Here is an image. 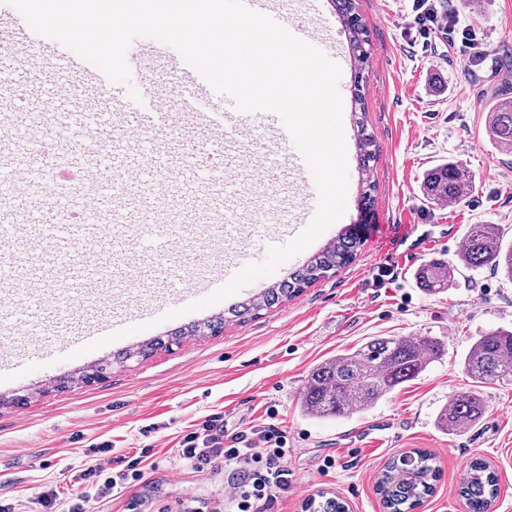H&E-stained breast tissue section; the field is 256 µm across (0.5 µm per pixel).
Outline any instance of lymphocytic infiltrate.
<instances>
[{"mask_svg":"<svg viewBox=\"0 0 512 512\" xmlns=\"http://www.w3.org/2000/svg\"><path fill=\"white\" fill-rule=\"evenodd\" d=\"M287 437L275 425L259 430L256 437L237 433L226 436L223 426L205 420L197 431L183 439L180 457L200 469L213 461L223 460L225 467L237 472L238 478L224 492V501L233 512H268L273 504L287 497L295 485V475L288 467ZM138 460L125 469L109 473L107 461H100L75 474L74 483L94 486V493H82L68 512H87L93 494H106L130 481L139 480Z\"/></svg>","mask_w":512,"mask_h":512,"instance_id":"1","label":"lymphocytic infiltrate"}]
</instances>
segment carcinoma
Here are the masks:
<instances>
[{
	"label": "carcinoma",
	"instance_id": "cac0c4a2",
	"mask_svg": "<svg viewBox=\"0 0 512 512\" xmlns=\"http://www.w3.org/2000/svg\"><path fill=\"white\" fill-rule=\"evenodd\" d=\"M336 9L343 18L348 33L349 49L355 69L354 103L364 106L362 76L368 63L366 30L356 13V0H336ZM365 113L355 116L358 128L359 169L370 171L375 161L372 140L365 135ZM488 135L496 148L512 152V103L499 102L489 115ZM429 199L460 202L472 188L469 172L454 161L429 169L423 178ZM361 241L351 233H344L336 241L310 258L292 272L288 279L268 288L258 299L239 303L228 309L234 318L244 319L258 311L284 303L309 285L329 278L346 267L357 255ZM457 264L472 271L487 265L512 283V242L504 238L498 224H472L465 235V244L457 255ZM421 288L434 293L449 286L450 265L430 261L416 273ZM227 318L217 317L190 326L194 336L213 334L222 328ZM444 353V344L429 336H376L359 348L336 355L316 365L310 372L302 393L300 407L308 416L318 419L348 416L376 405L390 397L404 384L418 378ZM466 374L475 384L496 381L512 382V330L499 328L477 337L464 355ZM485 405L479 391L469 389L453 395L449 407L437 417L440 430L452 433L476 424L483 416ZM416 466L409 472L402 468L401 459H395L380 473L376 491L385 512H413L421 502L433 494L439 477L435 457L427 452H413ZM499 479L486 462H471L459 494L470 512H490L497 499ZM309 512H345L344 505L335 497L322 493L308 500Z\"/></svg>",
	"mask_w": 512,
	"mask_h": 512
}]
</instances>
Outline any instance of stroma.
Masks as SVG:
<instances>
[{"mask_svg":"<svg viewBox=\"0 0 512 512\" xmlns=\"http://www.w3.org/2000/svg\"><path fill=\"white\" fill-rule=\"evenodd\" d=\"M439 2L455 10L460 26L476 32L481 54H462L445 32L421 37L413 0H357L370 40L365 126L376 153L369 175L377 185L375 203L367 207L360 200L354 71L347 60L339 81L348 177L345 212L273 274L212 306L164 317L187 291L215 277L218 263L241 268L263 262L267 238L287 244L301 232L295 218L302 205L318 204L292 178H275L267 189L254 184L253 169L264 165L270 153L281 152L287 159L298 152L293 144L279 150L276 134L254 116L240 139L244 164L201 172L185 189L179 186L180 170L162 166L153 176L152 191L172 207L186 196L201 206L212 195L226 193V207L245 220L259 221L256 231L227 238L197 224L188 233L144 235L117 255L103 244L111 235L106 224L86 255L103 263L118 256L136 268L137 277L128 286L66 287L50 296L32 284L0 288V353H15L20 361L0 373V397L8 401L0 408V499L12 503L14 512H30L32 497L50 486L57 488L59 507L66 512L79 492L70 481L72 471L91 464L101 446L116 457L142 458L144 476L96 499L92 512H157L182 499L206 500L223 512L232 472L219 460L195 469L178 453L184 435L209 418L231 432H250L271 422L286 433L296 487L271 512H302L305 499L319 492L339 495L349 512H383L376 476L392 458L415 448L433 453L441 467L435 493L417 512H468L459 489L476 458L499 476L494 512H512V383L482 385L486 412L475 426L446 434L436 424L452 396L471 387L463 357L474 339L512 327V283L490 267L475 272L455 267L450 287L437 294L414 279L415 270L429 260L454 264L469 225L498 224L512 238V153L498 151L486 134L491 104L512 100V85H501L491 75L492 63L512 68V0ZM288 7L321 23L339 51L347 52L344 23L333 0H288ZM16 54L15 70L26 83L28 107L16 109L13 82L0 80V140L24 138L38 105L54 92L70 93L92 116L82 138L52 125L39 130L38 139L54 140L62 151L80 142L88 200L115 178L137 185L138 169L103 165L116 146L144 142L177 160L187 145L209 149L233 136L180 109L163 57L140 56L132 47L126 52L133 87L151 94L153 104L169 115L142 132L126 128L111 95L77 81L38 47L20 46ZM100 119L111 124L110 138H102L97 129ZM451 159L470 172L472 189L462 203L445 208L426 198L422 179L428 169ZM347 229L361 234L362 247L336 276L305 288L285 305L243 322H227L215 335L184 337L148 358L111 367L97 382H84L82 372L90 365L260 297ZM142 320L150 326L141 331L137 325ZM107 322L125 330V337L75 358L61 349V341ZM420 335L441 340L444 354L391 397L347 417L302 414L299 400L316 364L376 336ZM63 377L68 384L62 389L58 381ZM329 455L336 465L326 470L322 464Z\"/></svg>","mask_w":512,"mask_h":512,"instance_id":"stroma-1","label":"stroma"}]
</instances>
